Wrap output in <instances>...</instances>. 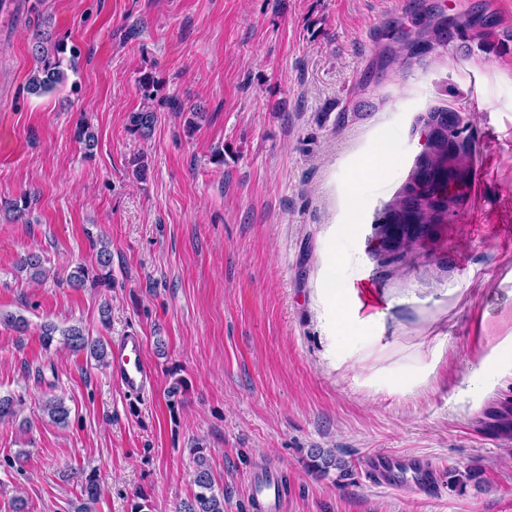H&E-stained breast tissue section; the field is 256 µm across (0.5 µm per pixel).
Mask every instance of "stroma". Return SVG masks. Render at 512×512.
Returning <instances> with one entry per match:
<instances>
[{
    "mask_svg": "<svg viewBox=\"0 0 512 512\" xmlns=\"http://www.w3.org/2000/svg\"><path fill=\"white\" fill-rule=\"evenodd\" d=\"M45 17L79 54L37 96ZM173 97L204 120L187 127ZM145 107L141 141L127 116ZM435 111L469 147L464 176L446 223L400 257L380 226ZM24 193L29 221L0 214V314L28 324L0 323V395L27 400L0 422V512H70L90 472L92 512L140 496L175 512L198 446L224 512H250L261 469L280 473L283 512H512V0H0V200ZM103 240L111 287L69 286ZM29 252L44 282L17 271ZM340 288L382 300L364 341L340 328ZM49 322L141 336L151 388L125 394L109 366L44 346ZM482 361L499 371L477 396ZM53 394L66 427L39 409ZM314 448L347 475L312 472ZM372 452L425 458L439 490L370 484ZM156 123V114L149 110L132 112L129 115L128 133L141 139L150 138ZM496 369L495 365L485 361L470 367L467 376L469 390L474 394L481 395L485 390L487 380L495 374Z\"/></svg>",
    "mask_w": 512,
    "mask_h": 512,
    "instance_id": "obj_1",
    "label": "stroma"
}]
</instances>
